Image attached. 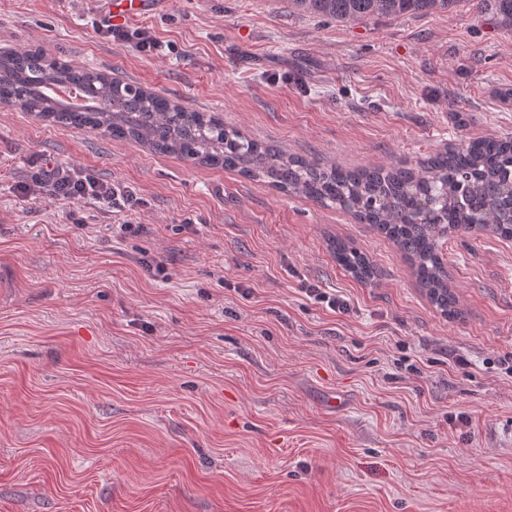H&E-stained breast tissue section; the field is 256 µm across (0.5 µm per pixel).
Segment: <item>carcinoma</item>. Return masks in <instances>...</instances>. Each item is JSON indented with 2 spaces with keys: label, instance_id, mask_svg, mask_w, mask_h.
Returning a JSON list of instances; mask_svg holds the SVG:
<instances>
[{
  "label": "carcinoma",
  "instance_id": "carcinoma-1",
  "mask_svg": "<svg viewBox=\"0 0 512 512\" xmlns=\"http://www.w3.org/2000/svg\"><path fill=\"white\" fill-rule=\"evenodd\" d=\"M300 11L340 22L375 17L446 12L463 0H290ZM501 27L512 30V0H491ZM36 74L12 68L0 55V104L17 106L38 118L75 130L92 129L116 140L142 144L158 154L237 171L287 195L323 207L351 211L384 234L409 261L418 285L446 317L458 315L442 241L453 233L482 232L512 239V137L462 142L420 162L377 167L323 164L244 136L224 125L218 114L192 112L186 127L176 118L187 108L155 90L127 83L121 87L97 68L74 66L39 50ZM96 86L85 105L49 98L56 84ZM336 262L369 284L376 269L348 243H331Z\"/></svg>",
  "mask_w": 512,
  "mask_h": 512
}]
</instances>
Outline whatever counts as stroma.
<instances>
[{
  "label": "stroma",
  "mask_w": 512,
  "mask_h": 512,
  "mask_svg": "<svg viewBox=\"0 0 512 512\" xmlns=\"http://www.w3.org/2000/svg\"><path fill=\"white\" fill-rule=\"evenodd\" d=\"M105 5L0 0V50L111 71L328 165L512 134V32L480 0L356 25L166 0L131 20L165 58L99 34ZM47 158L144 198L132 230L22 202ZM443 253L455 319L347 211L0 105V512H512V240L455 234ZM331 248L336 262L355 279L364 284L374 281L376 269L364 253L341 240L333 241Z\"/></svg>",
  "instance_id": "1"
}]
</instances>
